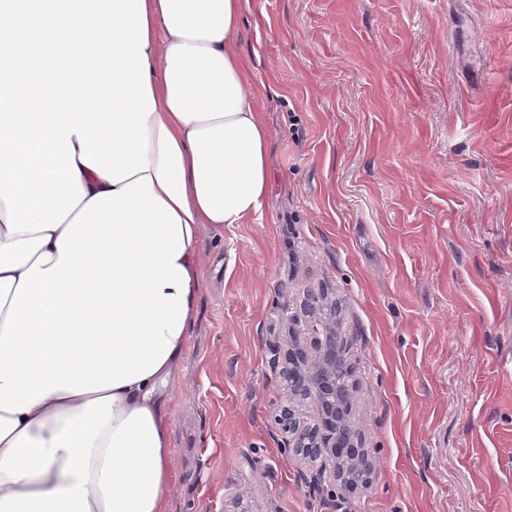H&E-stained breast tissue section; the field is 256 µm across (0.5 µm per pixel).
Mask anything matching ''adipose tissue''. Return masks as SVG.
Wrapping results in <instances>:
<instances>
[{
	"mask_svg": "<svg viewBox=\"0 0 512 512\" xmlns=\"http://www.w3.org/2000/svg\"><path fill=\"white\" fill-rule=\"evenodd\" d=\"M150 166H80L59 228L0 203V512H167L171 415L200 236L258 216L271 131L236 34L244 0H145Z\"/></svg>",
	"mask_w": 512,
	"mask_h": 512,
	"instance_id": "adipose-tissue-1",
	"label": "adipose tissue"
}]
</instances>
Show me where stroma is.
Returning a JSON list of instances; mask_svg holds the SVG:
<instances>
[{"label": "stroma", "instance_id": "obj_1", "mask_svg": "<svg viewBox=\"0 0 512 512\" xmlns=\"http://www.w3.org/2000/svg\"><path fill=\"white\" fill-rule=\"evenodd\" d=\"M236 42L272 187L202 233L167 512H332L273 359L323 288L376 460L347 512H512V0H248Z\"/></svg>", "mask_w": 512, "mask_h": 512}]
</instances>
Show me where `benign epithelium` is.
I'll return each instance as SVG.
<instances>
[{
	"instance_id": "obj_1",
	"label": "benign epithelium",
	"mask_w": 512,
	"mask_h": 512,
	"mask_svg": "<svg viewBox=\"0 0 512 512\" xmlns=\"http://www.w3.org/2000/svg\"><path fill=\"white\" fill-rule=\"evenodd\" d=\"M319 297L312 296L304 303L303 315L297 314L289 317V342L286 354L287 366L285 375L288 379V401L290 406L284 408L283 415L288 420V438L284 447L295 455L306 458L329 457L333 463L346 455L344 449L355 448L353 463L360 467L371 469L374 463L369 453L358 447L357 436L349 412H344L341 418L336 413L323 406L330 382L328 373L340 361L351 367L347 357L350 344L347 337L341 335L336 329V323L329 325L325 337L318 340L314 356H308L301 344V335L298 330L302 318H311L312 307ZM309 401L318 412L321 424L305 425L300 422L295 407L303 401ZM330 479L341 486L343 491H350L351 487L343 485L340 470L332 467V471L320 467L313 475V481L322 483Z\"/></svg>"
}]
</instances>
